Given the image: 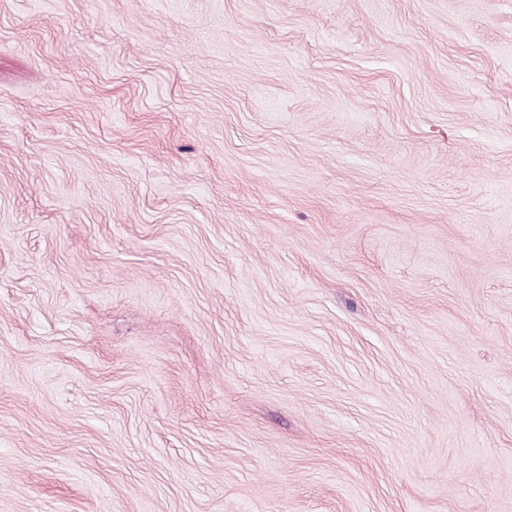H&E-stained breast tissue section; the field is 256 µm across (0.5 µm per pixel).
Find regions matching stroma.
<instances>
[{"label":"stroma","instance_id":"obj_1","mask_svg":"<svg viewBox=\"0 0 512 512\" xmlns=\"http://www.w3.org/2000/svg\"><path fill=\"white\" fill-rule=\"evenodd\" d=\"M0 512H512V0H0Z\"/></svg>","mask_w":512,"mask_h":512}]
</instances>
